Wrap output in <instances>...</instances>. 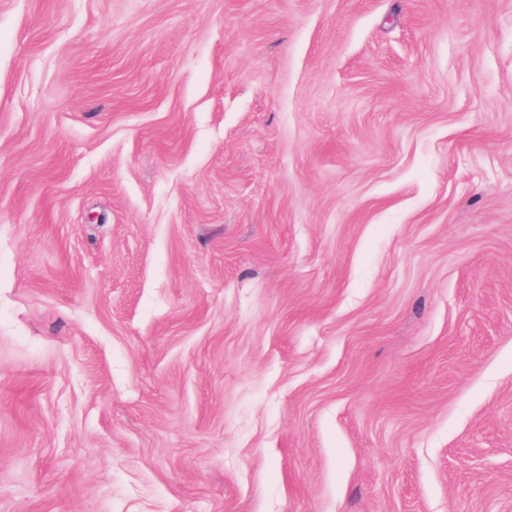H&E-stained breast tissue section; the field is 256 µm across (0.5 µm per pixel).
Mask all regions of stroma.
Here are the masks:
<instances>
[{
  "label": "stroma",
  "mask_w": 512,
  "mask_h": 512,
  "mask_svg": "<svg viewBox=\"0 0 512 512\" xmlns=\"http://www.w3.org/2000/svg\"><path fill=\"white\" fill-rule=\"evenodd\" d=\"M0 512H512V0H0Z\"/></svg>",
  "instance_id": "1"
}]
</instances>
